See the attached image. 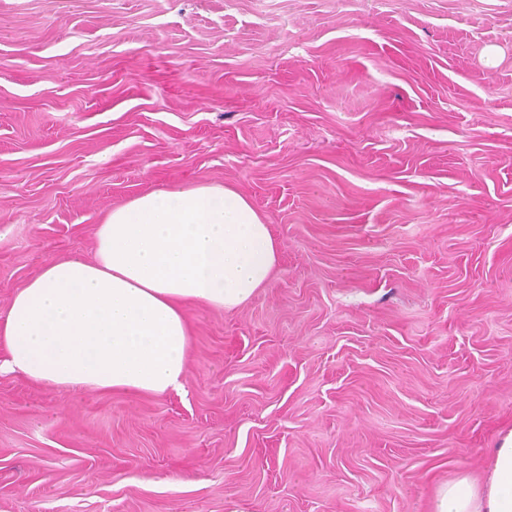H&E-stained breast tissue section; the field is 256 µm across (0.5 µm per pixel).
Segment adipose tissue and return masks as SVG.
Segmentation results:
<instances>
[{"label":"adipose tissue","instance_id":"ef3b65f1","mask_svg":"<svg viewBox=\"0 0 512 512\" xmlns=\"http://www.w3.org/2000/svg\"><path fill=\"white\" fill-rule=\"evenodd\" d=\"M93 260L48 261L0 316V372L49 388L162 395L182 390L189 311L233 310L266 287L280 245L230 185L146 192L98 224ZM438 487L431 512H512V433Z\"/></svg>","mask_w":512,"mask_h":512}]
</instances>
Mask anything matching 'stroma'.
<instances>
[{"label": "stroma", "instance_id": "obj_1", "mask_svg": "<svg viewBox=\"0 0 512 512\" xmlns=\"http://www.w3.org/2000/svg\"><path fill=\"white\" fill-rule=\"evenodd\" d=\"M494 62H487V55ZM203 182L280 242L183 391L0 373V512H430L512 431V0H0V313Z\"/></svg>", "mask_w": 512, "mask_h": 512}]
</instances>
